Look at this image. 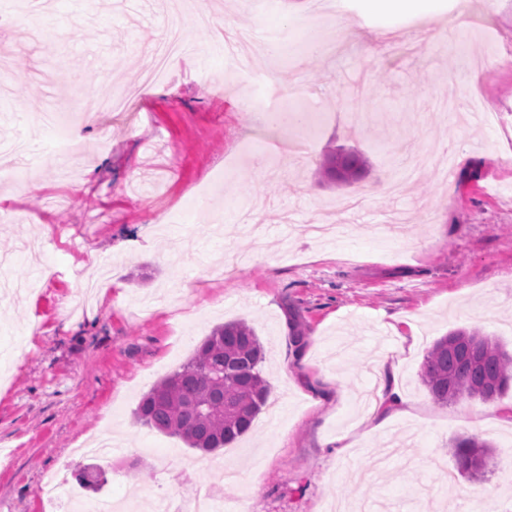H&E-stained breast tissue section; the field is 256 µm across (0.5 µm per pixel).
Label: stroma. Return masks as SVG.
Segmentation results:
<instances>
[{
  "label": "stroma",
  "mask_w": 512,
  "mask_h": 512,
  "mask_svg": "<svg viewBox=\"0 0 512 512\" xmlns=\"http://www.w3.org/2000/svg\"><path fill=\"white\" fill-rule=\"evenodd\" d=\"M419 0L397 11L347 0L350 40L333 53L295 47L250 71L300 91L303 126L269 128L225 72L224 43L309 12L311 0H195L189 51L149 96L78 125L81 191L54 165L0 176V279L41 288L0 299V512H44V477L100 465L84 497L145 504L210 489L250 512H466L498 490L512 512V388L483 402L433 401L419 372L433 341L476 329L512 350V0ZM168 0H0V142L49 130L77 89L138 86L154 65ZM164 139L154 153L147 141ZM362 151L369 174L318 178L324 150ZM220 193L210 209L199 184ZM344 225L312 240L320 209ZM80 235L74 251L55 239ZM246 320L266 353L272 392L254 429L202 461L175 436L137 424L138 402L214 327ZM303 340H296V329ZM387 367L375 368L378 359ZM398 391L407 412L365 423L361 397ZM113 446L74 456L93 434ZM346 435L338 447V435ZM492 446L486 475L459 474L448 442Z\"/></svg>",
  "instance_id": "obj_1"
}]
</instances>
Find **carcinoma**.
I'll use <instances>...</instances> for the list:
<instances>
[{
    "label": "carcinoma",
    "mask_w": 512,
    "mask_h": 512,
    "mask_svg": "<svg viewBox=\"0 0 512 512\" xmlns=\"http://www.w3.org/2000/svg\"><path fill=\"white\" fill-rule=\"evenodd\" d=\"M367 173L365 155L344 147L328 151L317 171L320 178L338 185H351ZM264 362L265 350L254 327L245 321L227 322L142 397L136 420L212 454L253 430L270 394ZM421 380L438 403L490 401L512 382V354L476 331L451 330L428 349ZM450 451L461 473L483 476L488 443L462 436L451 443Z\"/></svg>",
    "instance_id": "obj_1"
}]
</instances>
